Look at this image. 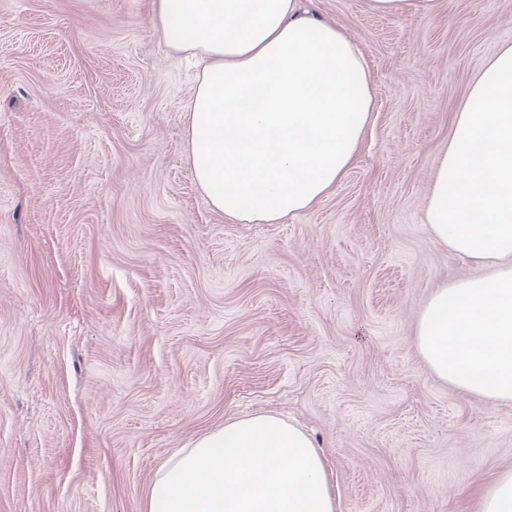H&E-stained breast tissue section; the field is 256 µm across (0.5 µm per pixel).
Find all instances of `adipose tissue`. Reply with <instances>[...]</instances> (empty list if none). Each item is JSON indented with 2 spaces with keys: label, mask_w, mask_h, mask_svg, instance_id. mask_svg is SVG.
Listing matches in <instances>:
<instances>
[{
  "label": "adipose tissue",
  "mask_w": 512,
  "mask_h": 512,
  "mask_svg": "<svg viewBox=\"0 0 512 512\" xmlns=\"http://www.w3.org/2000/svg\"><path fill=\"white\" fill-rule=\"evenodd\" d=\"M151 22L205 65L187 107L207 202L244 224L313 209L344 176L373 110L360 51L302 0H153ZM424 222L481 275L439 288L417 324L442 380L512 403V44L454 116ZM145 512H335L310 436L272 414L231 419L164 464Z\"/></svg>",
  "instance_id": "adipose-tissue-1"
}]
</instances>
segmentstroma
<instances>
[{
    "label": "stroma",
    "mask_w": 512,
    "mask_h": 512,
    "mask_svg": "<svg viewBox=\"0 0 512 512\" xmlns=\"http://www.w3.org/2000/svg\"><path fill=\"white\" fill-rule=\"evenodd\" d=\"M306 6L363 54L372 119L318 206L242 224L193 179L199 69L151 0H0V512H143L177 452L260 413L311 436L336 512H474L512 469V404L416 343L482 272L423 217L512 0ZM429 0H367L368 9L377 14L399 15L417 9Z\"/></svg>",
    "instance_id": "35a3bbf8"
}]
</instances>
